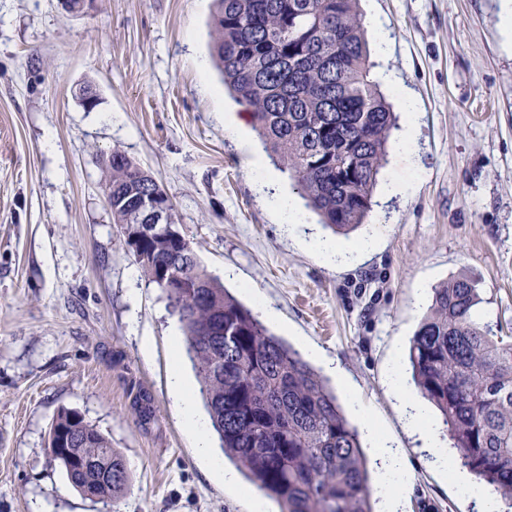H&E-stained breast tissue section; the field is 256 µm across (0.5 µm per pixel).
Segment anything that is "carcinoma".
Wrapping results in <instances>:
<instances>
[{
    "label": "carcinoma",
    "mask_w": 512,
    "mask_h": 512,
    "mask_svg": "<svg viewBox=\"0 0 512 512\" xmlns=\"http://www.w3.org/2000/svg\"><path fill=\"white\" fill-rule=\"evenodd\" d=\"M212 50L224 88L250 111L265 147L321 223L347 234L366 220L394 112L371 80L359 0H215ZM112 220L135 261L164 289L183 325L210 425L224 454L282 512H372L359 433L336 395L197 260L185 236L132 223V195L166 196L125 153L105 165ZM474 282L434 289L409 362L423 399L443 417L453 449L478 480L512 500V335L475 308ZM74 444L58 459L83 496L115 503L129 466L108 437L72 409L53 420ZM78 458L95 471L68 469ZM112 462V477L100 464Z\"/></svg>",
    "instance_id": "obj_1"
}]
</instances>
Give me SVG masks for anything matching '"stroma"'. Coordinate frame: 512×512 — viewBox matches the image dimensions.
I'll return each instance as SVG.
<instances>
[{
  "label": "stroma",
  "mask_w": 512,
  "mask_h": 512,
  "mask_svg": "<svg viewBox=\"0 0 512 512\" xmlns=\"http://www.w3.org/2000/svg\"><path fill=\"white\" fill-rule=\"evenodd\" d=\"M505 0H362L372 54L413 99V152L390 147L367 224L338 236L306 209L224 91L210 54L214 0H0V512H280L245 477L210 476L169 392L166 292L125 247L103 193L124 152L171 198L200 263L316 370L354 426L369 415L412 476L402 512H482L410 429L386 383L410 381L409 341L433 290L473 279L482 321H512V30ZM91 86L94 106L79 90ZM239 135H229V126ZM413 185L390 195L387 183ZM303 216L286 231L270 206ZM371 248H363L364 239ZM336 244L327 264L314 240ZM79 411L131 469L105 505L47 452Z\"/></svg>",
  "instance_id": "35a3bbf8"
}]
</instances>
